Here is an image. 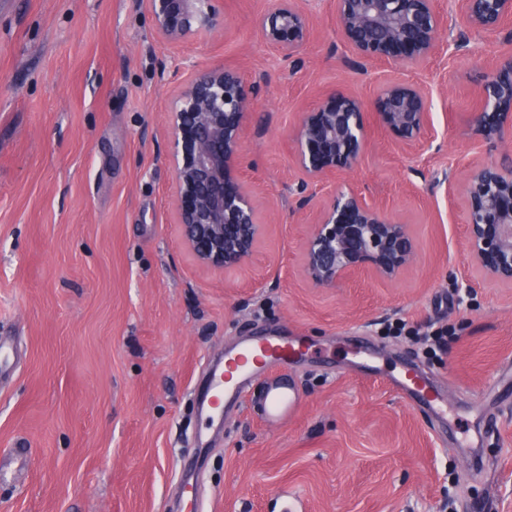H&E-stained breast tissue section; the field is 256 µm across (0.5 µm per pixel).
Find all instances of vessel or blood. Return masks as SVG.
I'll list each match as a JSON object with an SVG mask.
<instances>
[{"label":"vessel or blood","instance_id":"b4317fda","mask_svg":"<svg viewBox=\"0 0 512 512\" xmlns=\"http://www.w3.org/2000/svg\"><path fill=\"white\" fill-rule=\"evenodd\" d=\"M302 342L277 333L254 336L238 348L225 352L221 367L208 378L210 398L201 402L202 413L212 415L220 409H232L241 402L255 378H264V393L260 398L262 417L274 426L287 420L300 400L295 385L279 374L285 366L302 355ZM393 389L418 408L443 418L445 401L434 389L429 378L412 365H403L390 377Z\"/></svg>","mask_w":512,"mask_h":512}]
</instances>
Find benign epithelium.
Instances as JSON below:
<instances>
[{
    "label": "benign epithelium",
    "instance_id": "7a95c632",
    "mask_svg": "<svg viewBox=\"0 0 512 512\" xmlns=\"http://www.w3.org/2000/svg\"><path fill=\"white\" fill-rule=\"evenodd\" d=\"M212 0H148L159 35L177 42L196 28L216 27ZM465 23L494 33L512 21V0H459ZM339 32L365 63L413 68L441 50L447 18L435 0H336ZM263 40L283 58L296 56L312 36L298 0H278L262 19ZM256 83L233 67L193 72L176 91L168 115L175 169L174 212L185 248L203 267L244 265L265 234L241 176L245 130L256 108ZM431 125L428 95L404 80L383 83L367 104L331 92L295 127L297 164L304 179L322 181L356 167L377 128L400 145H419ZM512 136V54L496 58L482 87V110L471 139L495 144ZM468 264L484 280L512 287V167L472 160L463 185ZM407 225L352 191L323 207L303 248L312 284L334 288L369 272L396 279L415 264Z\"/></svg>",
    "mask_w": 512,
    "mask_h": 512
}]
</instances>
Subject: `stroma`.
Listing matches in <instances>:
<instances>
[{
	"label": "stroma",
	"instance_id": "stroma-1",
	"mask_svg": "<svg viewBox=\"0 0 512 512\" xmlns=\"http://www.w3.org/2000/svg\"><path fill=\"white\" fill-rule=\"evenodd\" d=\"M274 0H215L216 29L171 43L146 0L0 5V512H512V288L473 277L458 185L470 120L512 21L468 29L457 0L438 55L414 70L363 64L334 0H300L313 34L284 59L260 34ZM234 66L258 85L242 175L269 232L241 267H200L175 222L167 110L191 72ZM397 77L429 92L433 127L413 150L373 130L360 165L299 191L301 113L331 91L371 100ZM350 188L398 215L418 260L397 280L316 288L302 263L318 208ZM454 326L428 360L414 328ZM302 337L285 376L301 392L267 427L252 400L198 412L205 374L254 333ZM376 352L354 362L351 335ZM411 356L438 380L448 420L388 384ZM478 441L485 463L466 457Z\"/></svg>",
	"mask_w": 512,
	"mask_h": 512
}]
</instances>
